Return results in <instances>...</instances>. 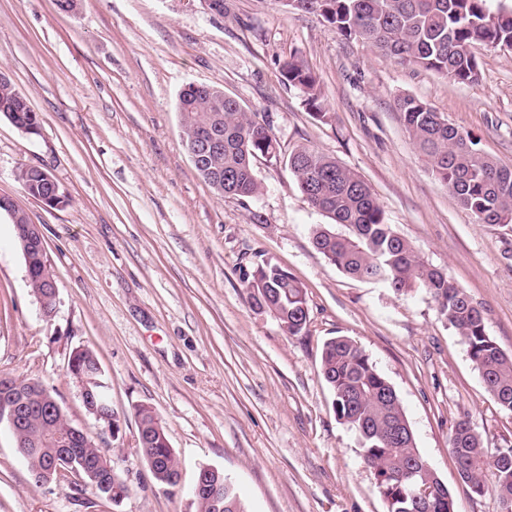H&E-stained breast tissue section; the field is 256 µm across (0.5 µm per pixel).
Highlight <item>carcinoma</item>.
<instances>
[{
  "label": "carcinoma",
  "instance_id": "cac0c4a2",
  "mask_svg": "<svg viewBox=\"0 0 512 512\" xmlns=\"http://www.w3.org/2000/svg\"><path fill=\"white\" fill-rule=\"evenodd\" d=\"M300 11L315 14L348 40L378 49L394 61L416 66L456 81H478L480 66L472 46L512 48V10L491 14L486 0H300ZM285 84L297 87L306 104L325 116L319 101L316 76L300 62L282 67ZM222 89L179 93L177 110L185 147L198 130L209 128L223 144L198 169L208 183L231 175L224 194L240 199L260 191L254 162L275 153L277 141L269 124L234 100L225 101ZM400 118L431 172L455 196L459 204L482 224L512 222V168L501 166L478 148V138L411 96L395 102ZM0 116L15 127L39 125L36 113L10 80L0 79ZM288 168L309 203L340 224L347 233L333 232L320 224L312 232V245L331 264L361 281L386 284L397 295L415 289L428 293L439 314L454 328L476 364L484 388L502 409L512 412V356L504 353L487 334L481 311L448 275L426 264L412 244L388 224L385 213L367 184L353 171L325 154L300 147L288 157ZM18 178L28 195L46 198L59 189L46 170L20 168ZM243 283L251 306L270 312L292 336L306 329L301 304L303 288L277 265L263 262L244 272ZM321 373L333 393L332 407L338 420L355 430L364 448L365 461L373 471L375 486L386 512H455L449 489L433 470L420 479L431 490L425 501L412 497L416 487L403 480L406 471L423 460L415 437L392 438L395 430L410 423L402 402L368 355L350 338L337 336L324 344ZM52 393L41 383L26 385L16 400L25 401L13 436L31 476L41 484L67 483L81 493L90 487L111 502L117 498L105 487L113 482L112 457L64 416L48 412ZM138 451L152 467L154 483L174 492L180 466L166 429L148 406L136 409ZM69 439L73 464L51 468L62 439ZM448 448L470 492H494L499 503L512 504V448L491 450L466 420L457 422ZM206 481L223 487V501L216 505L210 492L195 496L198 512H246L241 497L224 471Z\"/></svg>",
  "mask_w": 512,
  "mask_h": 512
}]
</instances>
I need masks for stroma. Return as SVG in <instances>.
Instances as JSON below:
<instances>
[{
  "mask_svg": "<svg viewBox=\"0 0 512 512\" xmlns=\"http://www.w3.org/2000/svg\"><path fill=\"white\" fill-rule=\"evenodd\" d=\"M0 0V73L39 116L27 134L0 117V198L39 225L59 303L45 316L14 225L0 211V374L34 379L112 458L126 486L116 503L70 485L36 484L0 424V512H196L200 466L224 471L247 512H384L356 432L341 424L320 361L347 336L399 395L417 447L452 492L455 512H500L471 494L448 448L468 419L489 448L512 446L497 406L456 331L425 291L398 296L353 279L311 245L326 217L288 169L299 147L336 159L370 188L388 223L481 310L512 355V223L480 224L421 159L399 113L410 95L471 130L512 167V50L475 46L481 75L459 84L394 63L281 0ZM316 76L325 116L284 85L283 64ZM223 89L265 118L280 162L258 159L257 196L222 197L181 139L179 92ZM48 171L66 197L29 196L21 166ZM268 261L304 289L310 322L291 336L255 312L242 270ZM94 352L118 433L89 415L67 371ZM151 407L181 464L174 493L138 452L136 409Z\"/></svg>",
  "mask_w": 512,
  "mask_h": 512,
  "instance_id": "obj_1",
  "label": "stroma"
}]
</instances>
